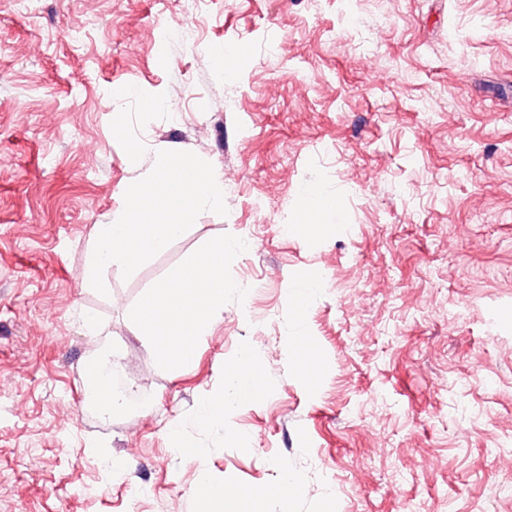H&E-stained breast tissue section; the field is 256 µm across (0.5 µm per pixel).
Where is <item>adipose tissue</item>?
I'll return each mask as SVG.
<instances>
[{"label": "adipose tissue", "mask_w": 512, "mask_h": 512, "mask_svg": "<svg viewBox=\"0 0 512 512\" xmlns=\"http://www.w3.org/2000/svg\"><path fill=\"white\" fill-rule=\"evenodd\" d=\"M233 246L220 240L187 254L178 270L158 283L141 302L135 319L153 343L159 359L171 370L191 366L199 345L224 310L225 260ZM232 397L242 402L262 391V372L249 354H242L228 370ZM83 384L91 389L102 415L123 410L126 397L112 390L111 380L97 360L84 367ZM195 498L200 512H244L243 493L236 487L202 479Z\"/></svg>", "instance_id": "obj_1"}]
</instances>
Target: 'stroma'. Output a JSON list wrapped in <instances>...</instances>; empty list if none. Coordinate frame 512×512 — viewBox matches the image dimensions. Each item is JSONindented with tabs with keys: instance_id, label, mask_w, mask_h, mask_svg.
<instances>
[{
	"instance_id": "obj_1",
	"label": "stroma",
	"mask_w": 512,
	"mask_h": 512,
	"mask_svg": "<svg viewBox=\"0 0 512 512\" xmlns=\"http://www.w3.org/2000/svg\"><path fill=\"white\" fill-rule=\"evenodd\" d=\"M178 12L0 0V512H197L202 478L286 475L262 512H512V0H207L194 42ZM161 150L211 163L227 215L83 287L96 225ZM316 194L336 206L296 230ZM218 238L224 311L170 370L134 312ZM245 350L262 394L197 426ZM103 351L130 399L109 417L81 379ZM176 421L200 463L172 451ZM229 403L224 402V394H204L198 401L194 419L198 425L210 426L224 420Z\"/></svg>"
}]
</instances>
